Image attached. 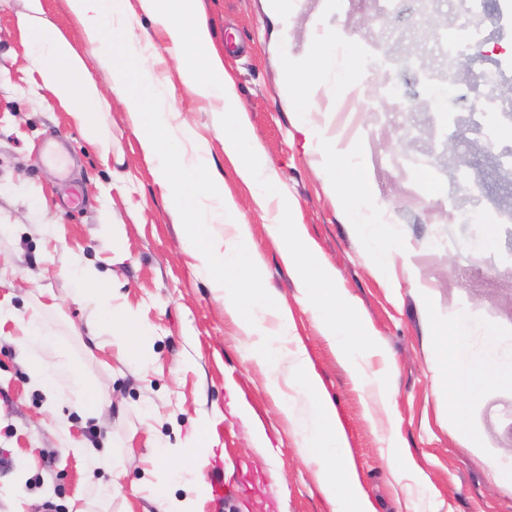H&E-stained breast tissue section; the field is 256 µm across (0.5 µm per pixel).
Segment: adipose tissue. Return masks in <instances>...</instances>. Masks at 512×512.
<instances>
[{
    "instance_id": "adipose-tissue-1",
    "label": "adipose tissue",
    "mask_w": 512,
    "mask_h": 512,
    "mask_svg": "<svg viewBox=\"0 0 512 512\" xmlns=\"http://www.w3.org/2000/svg\"><path fill=\"white\" fill-rule=\"evenodd\" d=\"M16 14V29L27 47L32 69L38 75L35 86L47 92L55 107L65 112L70 123L89 140L99 136L100 119L109 98L123 105L145 157L152 163L157 183L165 189L166 200L177 223L182 224L181 245L195 268L202 272L214 291L222 293L224 310L249 340L248 360L262 367L269 389L282 397L278 367L286 365L298 392L309 401L310 412L302 424V456L316 466L321 493L336 505V512H373L356 477L348 454L345 433L336 407L326 393L307 349L291 334L288 310L263 286V270L239 206L224 192V184L211 172L209 151L200 143L193 127L179 113L159 109L151 102V81L139 79L137 71L123 57L122 47L133 34L114 25L126 0H65L70 22L81 41L72 43L47 16V0H22ZM144 12L163 35L165 49L178 61L181 80L187 90L206 101L211 111L224 119V152L232 158L241 179L256 186L255 199L272 238L288 256V270L301 288L308 308L315 314L325 336L336 345L338 359L354 380H362L365 350H378L379 343L361 310L337 286L335 270L324 264L311 249L297 219L295 205L282 192L277 172L269 164L254 138L220 53L201 0H140ZM318 53L310 63L298 67L291 50H283L281 79L294 102L298 125L308 146L314 147L328 166L336 164V143L326 138L308 119L309 89L321 83L339 61L348 60L354 45L344 41L318 39ZM97 61L112 89L104 97L87 65ZM341 196L352 224L367 244L370 260L381 270L390 267L397 255L392 233L371 220L381 202L365 179L356 184L341 183ZM78 281L71 298L95 303L94 336L112 339L122 358L144 367L152 358L150 332L136 314L119 301L112 275L95 262H79L73 272ZM470 325L465 317L435 321L433 338L441 369V388L448 395V418L471 438L470 448L493 469L495 482L512 484V467H498L494 454L472 438L468 407L487 384L512 378V363L496 351L499 343L494 329H486V349L472 351L468 344ZM20 341L29 359L32 384L46 395L70 403L80 415L96 417L106 399L103 390L89 383L82 372L68 362H46L45 351L53 337L42 317L29 315ZM65 450L83 458L85 478L93 480L102 471L120 473L123 460L112 453L110 441L87 447L72 438L70 423L58 418ZM193 441L174 448L172 454L190 473L183 497L169 492L168 471L153 472L148 489L158 512H197L207 486L200 472L206 461L209 422L198 418Z\"/></svg>"
}]
</instances>
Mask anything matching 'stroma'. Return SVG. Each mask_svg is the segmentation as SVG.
I'll list each match as a JSON object with an SVG mask.
<instances>
[{
    "label": "stroma",
    "instance_id": "35a3bbf8",
    "mask_svg": "<svg viewBox=\"0 0 512 512\" xmlns=\"http://www.w3.org/2000/svg\"><path fill=\"white\" fill-rule=\"evenodd\" d=\"M224 66L233 76L252 132L297 206L316 253L335 269L338 286L361 307L381 346L365 359L355 383L306 308L280 246L256 213L250 189L224 154L218 113L181 83L165 56L156 86L161 106H175L193 126L250 224L263 263L264 285L288 308L292 333L306 347L336 406L351 456L374 512H512V486L490 478L448 419V398L437 387L431 316H465L473 349L483 328L495 327L512 354L511 127L500 113L474 112L483 96L512 102L508 84L486 85L485 69L512 46V31L495 25L496 0H484L483 42L447 62L436 35L467 21L464 0H398L379 12L373 0H293L285 29L273 28L264 0H201ZM18 0L0 6V512H89L100 506L84 479L81 457L63 452L56 413L68 415L74 438L99 444L111 435L114 453L127 458L107 512H157L147 483L155 465L173 472L181 493L180 462L166 445L193 437L197 418L212 427L205 471H222L224 503L205 498L199 512H332L320 493L314 465L299 452V429L287 424L265 373L246 359L244 338L225 314L224 300L180 247L176 224L141 153L110 83L103 138L92 143L70 127L64 112L31 92L28 52L15 28ZM353 40L358 57L348 79L359 110L337 121L336 78L311 88V121L339 150L356 148L365 179L381 202L379 223L397 238L399 254L386 271L367 256L364 238L347 222L332 178L294 128L295 114L281 89L280 50L289 44L308 61L313 33ZM393 66L380 70V56ZM452 68L464 95L443 123L423 94L424 73ZM397 85L403 110L382 112L378 82ZM119 163L107 171L102 146ZM113 207L124 220L125 248L114 257L100 234V214ZM110 270L121 301L149 329L153 359L140 372L103 359L87 337L93 303H73L68 272L76 257ZM41 309L53 333L108 399L102 420L79 416L67 401L51 402L30 380L17 345L21 321ZM392 393L390 407L375 396L374 379ZM471 427L486 448L512 463V381L485 387L470 408ZM262 428L263 447L252 432ZM397 436L423 482L396 480L389 438Z\"/></svg>",
    "mask_w": 512,
    "mask_h": 512
}]
</instances>
